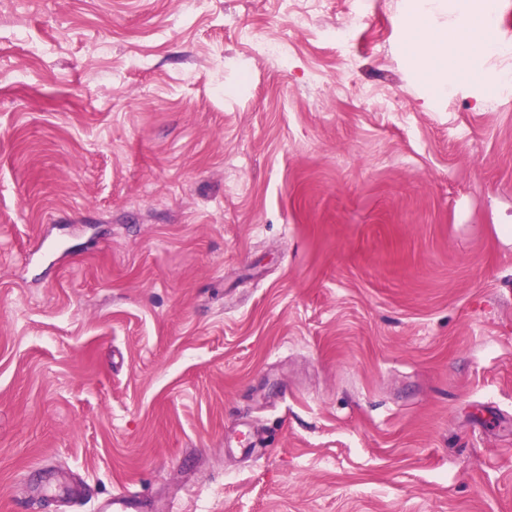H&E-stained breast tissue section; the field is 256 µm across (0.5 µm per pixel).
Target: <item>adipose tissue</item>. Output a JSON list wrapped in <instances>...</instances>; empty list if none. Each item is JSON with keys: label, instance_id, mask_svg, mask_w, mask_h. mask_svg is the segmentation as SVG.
I'll return each mask as SVG.
<instances>
[{"label": "adipose tissue", "instance_id": "ef3b65f1", "mask_svg": "<svg viewBox=\"0 0 512 512\" xmlns=\"http://www.w3.org/2000/svg\"><path fill=\"white\" fill-rule=\"evenodd\" d=\"M446 9V0H419L401 43L402 59L409 68L424 74L440 96L470 77L468 59L489 52L485 21L495 11L496 0H475L472 6L456 12L450 27L436 26V14Z\"/></svg>", "mask_w": 512, "mask_h": 512}]
</instances>
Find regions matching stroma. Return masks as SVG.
I'll return each mask as SVG.
<instances>
[{"mask_svg":"<svg viewBox=\"0 0 512 512\" xmlns=\"http://www.w3.org/2000/svg\"><path fill=\"white\" fill-rule=\"evenodd\" d=\"M305 6L0 0V512H512V97ZM345 9L352 19L364 20L366 18L367 1L364 0H344ZM360 21L353 22L350 26H342L334 28L328 32V37L336 43V46L347 50L352 47L356 41L358 32V23Z\"/></svg>","mask_w":512,"mask_h":512,"instance_id":"1","label":"stroma"}]
</instances>
